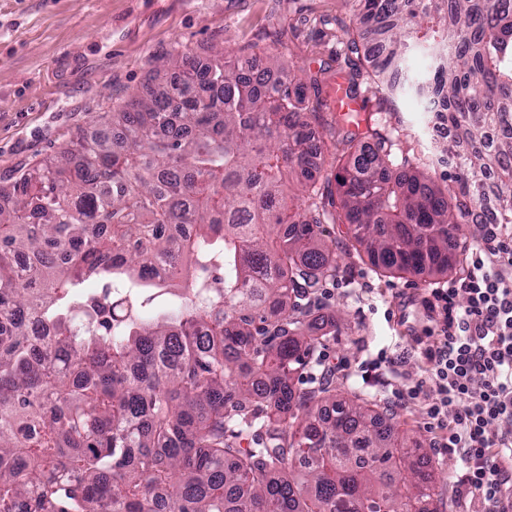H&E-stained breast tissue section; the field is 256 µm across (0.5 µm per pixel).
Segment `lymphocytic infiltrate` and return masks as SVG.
<instances>
[{
  "label": "lymphocytic infiltrate",
  "mask_w": 512,
  "mask_h": 512,
  "mask_svg": "<svg viewBox=\"0 0 512 512\" xmlns=\"http://www.w3.org/2000/svg\"><path fill=\"white\" fill-rule=\"evenodd\" d=\"M462 273L422 299L429 318L422 400L429 430L448 433L464 494L483 512H512V225L484 224Z\"/></svg>",
  "instance_id": "1"
}]
</instances>
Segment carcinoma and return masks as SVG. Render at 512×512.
Masks as SVG:
<instances>
[{
	"mask_svg": "<svg viewBox=\"0 0 512 512\" xmlns=\"http://www.w3.org/2000/svg\"><path fill=\"white\" fill-rule=\"evenodd\" d=\"M336 25L315 73L285 70L276 36L252 74L183 51L181 82L150 78L0 188V512H431L394 408L294 378L330 333L308 303L336 272L322 225L433 276L457 225L512 224V0H354ZM332 71L364 132L325 117ZM408 100L453 133L439 183L387 119ZM313 122L336 152L309 153ZM92 279L130 309L88 303ZM181 281L177 307L138 312Z\"/></svg>",
	"mask_w": 512,
	"mask_h": 512,
	"instance_id": "cac0c4a2",
	"label": "carcinoma"
}]
</instances>
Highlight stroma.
I'll use <instances>...</instances> for the list:
<instances>
[{"label": "stroma", "instance_id": "35a3bbf8", "mask_svg": "<svg viewBox=\"0 0 512 512\" xmlns=\"http://www.w3.org/2000/svg\"><path fill=\"white\" fill-rule=\"evenodd\" d=\"M347 11L344 0H0V185L90 133L96 119L145 91L149 73L171 76L178 51L191 49L203 64L216 48L258 60L276 33L284 65L315 69L339 51L336 21ZM396 118L404 141L442 170L447 138L421 113ZM322 238L339 269L323 284L319 312L341 323L322 353L343 363L341 382L398 405L401 429L436 466V512H478L456 491L458 455L434 447L423 409L406 404L427 365L418 340L425 320L403 301L447 287V275L380 273L342 224L323 225ZM383 351L400 356V366L365 378L366 363Z\"/></svg>", "mask_w": 512, "mask_h": 512}]
</instances>
